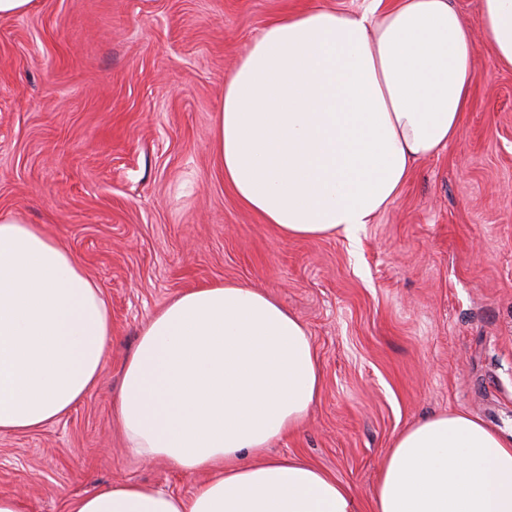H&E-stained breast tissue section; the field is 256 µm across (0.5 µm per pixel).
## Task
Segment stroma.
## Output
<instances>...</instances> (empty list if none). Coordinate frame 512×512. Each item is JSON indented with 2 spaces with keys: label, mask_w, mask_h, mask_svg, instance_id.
<instances>
[{
  "label": "stroma",
  "mask_w": 512,
  "mask_h": 512,
  "mask_svg": "<svg viewBox=\"0 0 512 512\" xmlns=\"http://www.w3.org/2000/svg\"><path fill=\"white\" fill-rule=\"evenodd\" d=\"M453 2L477 45L458 137L356 237L297 240L224 183V83L274 16L365 0H34L0 18V212L63 244L112 316L83 400L0 435V495L25 512H68L121 482L190 495L196 477L129 451L114 399L142 324L215 282H246L305 323L322 392L270 452L306 458L362 506L393 436L424 416L512 432V68L484 43L480 0Z\"/></svg>",
  "instance_id": "35a3bbf8"
}]
</instances>
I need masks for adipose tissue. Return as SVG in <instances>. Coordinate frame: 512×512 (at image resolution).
Instances as JSON below:
<instances>
[{
    "label": "adipose tissue",
    "instance_id": "1",
    "mask_svg": "<svg viewBox=\"0 0 512 512\" xmlns=\"http://www.w3.org/2000/svg\"><path fill=\"white\" fill-rule=\"evenodd\" d=\"M485 40L512 67V0H481ZM477 47L451 0L308 7L253 38L224 84L216 154L238 201L288 239L353 233L454 140ZM112 320L59 242L0 213V434L52 424L96 385ZM322 377L305 325L242 282L188 289L141 328L114 413L130 451L201 475L190 496L125 482L70 512H362L298 456L295 433ZM371 512H512V434L463 411L392 439Z\"/></svg>",
    "mask_w": 512,
    "mask_h": 512
}]
</instances>
